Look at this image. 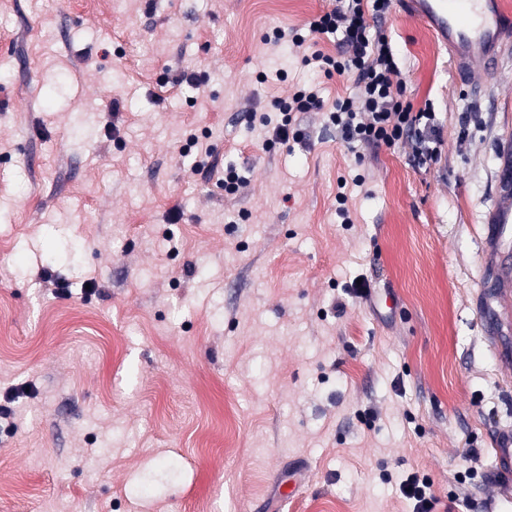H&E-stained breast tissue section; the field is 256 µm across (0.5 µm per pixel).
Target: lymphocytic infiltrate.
Wrapping results in <instances>:
<instances>
[{"mask_svg":"<svg viewBox=\"0 0 512 512\" xmlns=\"http://www.w3.org/2000/svg\"><path fill=\"white\" fill-rule=\"evenodd\" d=\"M392 0H341L339 7L313 16L304 30H279L276 40H291L301 47L308 37L340 35L343 49L337 55L316 49L302 61L315 65L326 75L353 80V90L337 99L329 119L336 124L348 147H394L421 133L437 136L434 112L414 109L407 88L398 81L397 57L381 22L389 14ZM323 99L317 85L297 88L285 99L271 100L272 111L281 115L268 148L300 142L302 135L293 126L295 114L321 109Z\"/></svg>","mask_w":512,"mask_h":512,"instance_id":"obj_1","label":"lymphocytic infiltrate"}]
</instances>
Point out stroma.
<instances>
[{
	"label": "stroma",
	"mask_w": 512,
	"mask_h": 512,
	"mask_svg": "<svg viewBox=\"0 0 512 512\" xmlns=\"http://www.w3.org/2000/svg\"><path fill=\"white\" fill-rule=\"evenodd\" d=\"M337 5L0 0V512H415L411 471L431 512H512V53L462 84L393 0L438 159L351 149L325 113L351 79L266 42ZM309 83L305 144L266 151L270 100ZM431 483L427 477L420 476L418 472L410 473L399 483V489L403 496L414 499L417 504V511L427 512L432 508L431 504Z\"/></svg>",
	"instance_id": "stroma-1"
}]
</instances>
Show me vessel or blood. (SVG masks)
<instances>
[{
    "label": "vessel or blood",
    "instance_id": "obj_1",
    "mask_svg": "<svg viewBox=\"0 0 512 512\" xmlns=\"http://www.w3.org/2000/svg\"><path fill=\"white\" fill-rule=\"evenodd\" d=\"M409 12L448 47L458 80L495 72L512 45V8L505 0H404Z\"/></svg>",
    "mask_w": 512,
    "mask_h": 512
}]
</instances>
